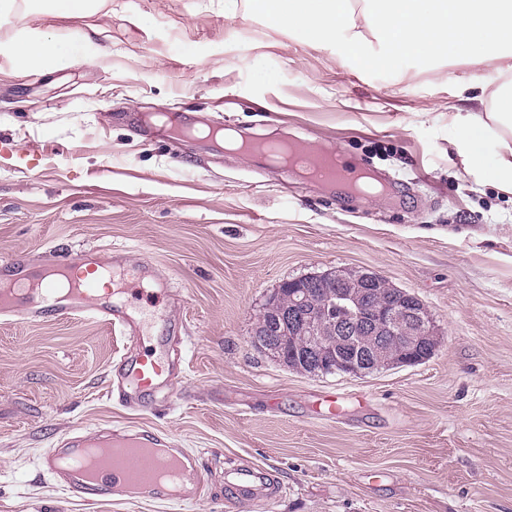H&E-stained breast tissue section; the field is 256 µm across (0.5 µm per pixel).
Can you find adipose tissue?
Segmentation results:
<instances>
[{
  "label": "adipose tissue",
  "instance_id": "ef3b65f1",
  "mask_svg": "<svg viewBox=\"0 0 512 512\" xmlns=\"http://www.w3.org/2000/svg\"><path fill=\"white\" fill-rule=\"evenodd\" d=\"M8 54L19 66L42 71L75 62L93 63L99 50L78 25L64 35L23 26L16 31ZM452 119L463 132L456 148L465 171L512 193V90L496 93L494 111L456 112ZM491 137L497 139L498 151L490 160L485 147Z\"/></svg>",
  "mask_w": 512,
  "mask_h": 512
}]
</instances>
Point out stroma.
<instances>
[{
	"label": "stroma",
	"instance_id": "obj_1",
	"mask_svg": "<svg viewBox=\"0 0 512 512\" xmlns=\"http://www.w3.org/2000/svg\"><path fill=\"white\" fill-rule=\"evenodd\" d=\"M23 25L66 34L41 0L0 16V260L28 275L86 251L124 271L126 306L181 374L136 411L108 395L133 342L75 317L0 322V512H512V195L459 163L448 107L458 79L487 92L495 62L364 74L335 51L224 0H112L82 20L94 64L20 69ZM262 69H255V61ZM224 124L340 154L400 183L353 197L259 156L152 137L128 118ZM372 270L414 293L438 326L425 363L366 376L309 374L258 350L268 298L290 279ZM336 396L338 414L317 412ZM154 427L199 457L192 502L90 505L39 475L63 434ZM250 463L275 503L225 500Z\"/></svg>",
	"mask_w": 512,
	"mask_h": 512
}]
</instances>
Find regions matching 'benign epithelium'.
Listing matches in <instances>:
<instances>
[{
  "mask_svg": "<svg viewBox=\"0 0 512 512\" xmlns=\"http://www.w3.org/2000/svg\"><path fill=\"white\" fill-rule=\"evenodd\" d=\"M333 284L325 299L314 301L313 282L289 280L277 290L265 312L277 315L282 291H288L292 318L273 324L260 320L253 342L279 357L291 343L301 344L314 372L332 371L366 376L387 364V343H397L402 354L398 365H415L428 359L437 344L430 316L421 306L410 310L415 297L401 289H382L377 295L364 285L377 284L383 276L366 271L354 275L346 270L324 274Z\"/></svg>",
  "mask_w": 512,
  "mask_h": 512,
  "instance_id": "1",
  "label": "benign epithelium"
}]
</instances>
